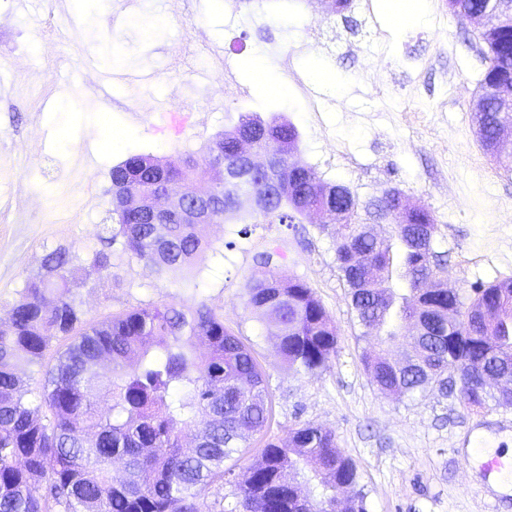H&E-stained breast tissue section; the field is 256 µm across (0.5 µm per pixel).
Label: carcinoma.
Listing matches in <instances>:
<instances>
[{
  "label": "carcinoma",
  "instance_id": "obj_1",
  "mask_svg": "<svg viewBox=\"0 0 512 512\" xmlns=\"http://www.w3.org/2000/svg\"><path fill=\"white\" fill-rule=\"evenodd\" d=\"M498 0H448L457 16L494 11ZM488 67L481 92L495 106L512 103V28L480 32ZM495 110L476 117L486 150L498 152L492 132ZM272 154L278 184L260 171L238 164L237 143ZM299 145L295 126L276 117L239 115L235 132L222 133L207 155L182 170L153 166V156L133 155L112 168V183L126 188L127 207L112 211L118 228L109 238L131 257L160 272L181 269L211 247L203 224H172L167 240L155 239L151 216L135 208L137 198L162 186H202L211 222L241 217L238 199L251 200L249 217L269 224H294L312 210L339 205L348 230L333 235L336 262L347 286L362 337L399 344L405 364L386 349L363 355L372 382L384 394L411 396L428 384L444 389V373L458 371L460 392L473 407L512 405V280L476 291L465 302L455 288L434 293L422 282L439 274L432 247L434 220L423 208L395 214L388 238L372 237L358 221L360 202L344 184H310L293 166ZM371 258L357 268L350 256ZM247 284V307L275 329L288 364L314 372L336 355V328L314 290L301 279H285L269 268ZM78 272L66 248L48 253L41 272L26 280L0 329V512H215L207 502L220 490L225 463L245 442L243 426L261 432L271 414L265 380L252 350L224 327L221 313L201 301L180 309L145 304L100 321L84 318L70 296ZM495 309L478 322L471 312ZM51 356L39 390L22 370ZM105 359L104 380L90 365ZM499 371L505 381L484 391L479 377ZM111 395L107 413L98 394ZM193 448H183L186 436ZM123 458L126 476L112 478L113 459ZM303 469L315 484L300 501L293 485ZM358 471L336 445V436L306 423L287 444L269 442L260 466H250L239 482L237 512H328L336 490L354 491L350 512H365L355 492Z\"/></svg>",
  "mask_w": 512,
  "mask_h": 512
}]
</instances>
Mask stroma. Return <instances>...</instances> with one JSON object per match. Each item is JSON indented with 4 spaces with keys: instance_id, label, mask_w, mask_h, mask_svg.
Listing matches in <instances>:
<instances>
[{
    "instance_id": "35a3bbf8",
    "label": "stroma",
    "mask_w": 512,
    "mask_h": 512,
    "mask_svg": "<svg viewBox=\"0 0 512 512\" xmlns=\"http://www.w3.org/2000/svg\"><path fill=\"white\" fill-rule=\"evenodd\" d=\"M333 15L310 30V0H0V326L44 255L66 248L81 268L71 295L87 320L141 304L205 301L224 316L264 372L272 419L250 435L224 476L233 512L245 467L266 442H286L313 423L332 431L357 467L367 512H512L496 509L466 471L467 451L483 433L512 421V406L465 404L459 392L426 387L398 398L379 392L362 354L363 338L336 267L330 233L319 219L211 224L212 243L181 272H157L121 244L105 246L112 223L111 172L134 154L179 165L201 160L209 142L239 113L284 117L300 134L297 162L321 180L349 186L360 202L396 189L432 215L442 281L463 297L512 279V159L483 147L473 119L485 45L446 0H424L423 15L397 26L389 0ZM231 60L239 91L214 103L209 54ZM287 86L286 96L257 95L245 72L254 54ZM94 57L112 82L61 76ZM331 72L311 77V61ZM110 255L109 271L92 264ZM305 280L336 327V355L322 369H290L278 342L246 305L259 256Z\"/></svg>"
}]
</instances>
